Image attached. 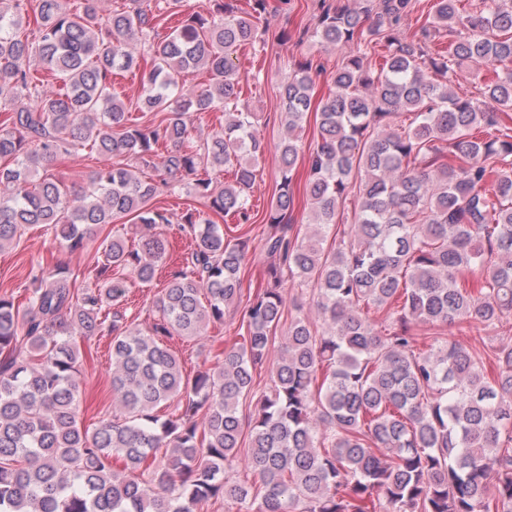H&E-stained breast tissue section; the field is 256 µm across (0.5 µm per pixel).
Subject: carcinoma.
I'll list each match as a JSON object with an SVG mask.
<instances>
[{
	"mask_svg": "<svg viewBox=\"0 0 512 512\" xmlns=\"http://www.w3.org/2000/svg\"><path fill=\"white\" fill-rule=\"evenodd\" d=\"M181 2L130 0L104 13L99 0H0V250L42 224L76 251L95 227L130 221L102 240L96 287L38 264L25 304L0 295V512H205L220 498L237 512H512V129L499 127L512 112V0L469 13L460 0H434L412 41L396 33L411 0L353 10L320 0L318 43L357 52L317 105L312 146L302 131L321 65L288 72L281 180L263 238L273 262L245 301L243 225L266 144L239 109L233 53L256 41L267 0L249 12L206 0L160 36L162 10ZM374 45L387 50L377 72ZM464 63L493 68L480 99L427 75ZM39 66L49 78L34 75ZM132 70L143 91L126 103L112 76ZM196 70L207 82L184 89ZM133 111L159 120L136 124ZM208 112L224 114L222 130L200 151L183 149ZM404 112L414 121L401 131ZM83 153L99 160L84 184L49 173ZM303 159L309 215L293 235ZM201 167L230 168L233 179L201 177ZM145 168L159 178L142 177ZM183 189L236 217L239 234L195 207L182 214L195 249L167 271L143 331L117 305L130 282L150 286L164 267L167 242L152 229L170 220L151 202ZM351 196L352 222L341 224ZM287 275L318 321L290 318L271 362L285 310L301 309ZM241 303L240 341L213 367L183 373L167 338L201 337ZM441 324L498 328L499 343L432 336L419 350L418 328ZM106 333L121 416L89 430L77 338ZM265 370L269 391L244 415ZM168 402L174 413H156Z\"/></svg>",
	"mask_w": 512,
	"mask_h": 512,
	"instance_id": "carcinoma-1",
	"label": "carcinoma"
}]
</instances>
